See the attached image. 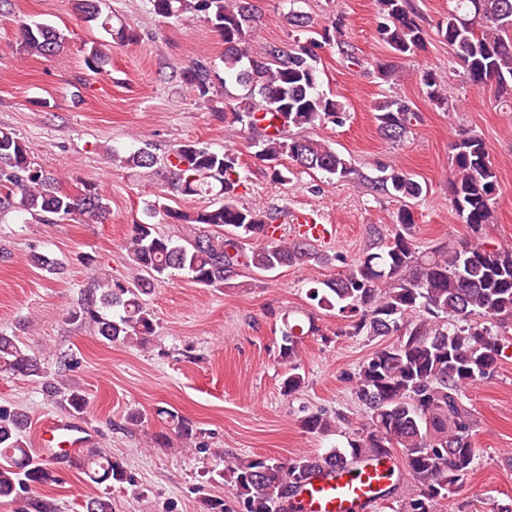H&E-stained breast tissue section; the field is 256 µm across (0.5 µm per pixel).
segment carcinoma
Segmentation results:
<instances>
[{
	"instance_id": "carcinoma-1",
	"label": "carcinoma",
	"mask_w": 512,
	"mask_h": 512,
	"mask_svg": "<svg viewBox=\"0 0 512 512\" xmlns=\"http://www.w3.org/2000/svg\"><path fill=\"white\" fill-rule=\"evenodd\" d=\"M152 11L179 20L189 14L217 31L224 41V76L205 59L193 61L183 72L184 83L202 102L213 100L229 82L244 94L231 107L232 120L247 134L254 157L269 164L276 181L288 180L286 160L306 170H318L329 179L345 180L355 174L351 164L326 140L304 135L318 123L342 124L347 119L340 103L321 89L320 57L316 48L331 39L341 23L314 38L284 50L276 45L251 44L259 19L251 0H150ZM384 22L379 38L397 56L409 57L425 46L426 33L407 0H378ZM74 12L98 25L110 39L95 42L87 51L86 65L93 71L108 64L112 45L137 39L126 24L115 27L102 10V0H72ZM453 47L469 82L476 88L492 83L501 96L512 98V0H456L439 29ZM64 35L51 24L21 21L19 53L50 57L63 47ZM421 81L430 101L448 103L447 89L425 71ZM381 135L401 142L418 113L403 99H386L375 106ZM122 168L165 170L167 190L182 197L215 194V205L175 210L155 200L147 205V222L132 225L128 249L137 270L147 276L129 280L106 278L98 292L84 298L69 312L70 318L89 322L109 343L145 346L155 334L153 309L147 295L151 280L185 274L204 288H238L241 269L257 274L312 262L339 261L345 269L309 288L317 307L335 310L344 321L345 336L379 341V347L353 375L352 391L364 409V422L353 429L347 447L322 454H307L282 461L274 457H234L218 477L229 487L227 498L204 496L203 512H290L295 490L315 473L350 469L360 459L401 451L408 476V492L400 512H437L442 500L462 487L476 456L474 422L465 403L466 390L490 378L512 336V247L486 240L493 217L497 171L481 136L470 134L452 144L450 204L467 225L469 236L454 247L420 250L413 240V213L401 210L391 237L372 228L373 242L356 262L315 251L304 239L288 241L269 236L275 217L238 203L241 183L238 156L230 149L215 152L189 141L159 158L146 149L112 155ZM382 191L415 200L423 185L402 168L382 169L377 178ZM73 195L62 189L59 178L30 158V147L15 133L0 129V209L13 207L42 221L69 216L85 224H102L108 204L98 185L84 180ZM184 224L189 234L175 241L157 231L156 224ZM29 260L54 274L62 262L34 252ZM280 359L288 364L281 382L291 396L305 384L299 369L300 344L319 329L313 315L307 321L280 315ZM0 374L33 379L49 400L71 415L85 412V391L65 386L59 372L41 362L16 334L0 332ZM155 414L161 430L147 436L149 446L170 447L173 441L198 439L196 425L178 411L159 407ZM350 417L343 412H312L301 419L302 428L327 436ZM28 412L17 405H0V499L12 512H61L57 503L34 493L55 481L51 463L32 452L26 439ZM91 486L112 487L131 482L130 475L112 453L97 449L80 462ZM85 512H112L110 498L94 493Z\"/></svg>"
}]
</instances>
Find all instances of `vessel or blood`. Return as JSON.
I'll return each mask as SVG.
<instances>
[{"label":"vessel or blood","instance_id":"b4317fda","mask_svg":"<svg viewBox=\"0 0 512 512\" xmlns=\"http://www.w3.org/2000/svg\"><path fill=\"white\" fill-rule=\"evenodd\" d=\"M294 230L310 242H328L334 227L317 223L311 214L296 212ZM39 445L57 463L85 456L79 437L70 423L60 420L46 422L39 435ZM393 458L379 455L364 459L349 470L324 471L294 493L295 512H373L381 501V491L392 469Z\"/></svg>","mask_w":512,"mask_h":512}]
</instances>
